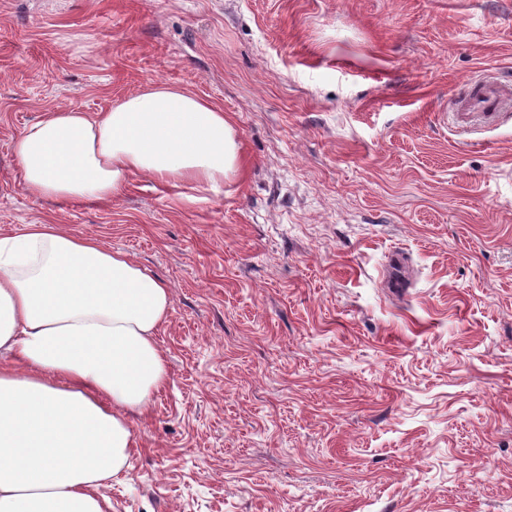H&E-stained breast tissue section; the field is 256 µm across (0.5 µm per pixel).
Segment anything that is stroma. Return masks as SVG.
<instances>
[{
    "instance_id": "1",
    "label": "stroma",
    "mask_w": 512,
    "mask_h": 512,
    "mask_svg": "<svg viewBox=\"0 0 512 512\" xmlns=\"http://www.w3.org/2000/svg\"><path fill=\"white\" fill-rule=\"evenodd\" d=\"M512 0H0V233L51 223L165 281L168 380L112 512H512ZM153 82L223 109L217 187L37 201L12 142ZM512 108V89L494 76L467 81L453 107L456 124L467 128L476 123L492 125L501 112Z\"/></svg>"
}]
</instances>
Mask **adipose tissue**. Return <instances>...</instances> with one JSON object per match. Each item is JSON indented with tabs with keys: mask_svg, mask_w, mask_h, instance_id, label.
<instances>
[{
	"mask_svg": "<svg viewBox=\"0 0 512 512\" xmlns=\"http://www.w3.org/2000/svg\"><path fill=\"white\" fill-rule=\"evenodd\" d=\"M12 150L32 198L104 200L129 175L223 183L242 168L222 109L155 83L107 110L44 115ZM169 286L126 253L56 224L0 235V512H105L104 480L130 467L128 414L167 378L156 333Z\"/></svg>",
	"mask_w": 512,
	"mask_h": 512,
	"instance_id": "1",
	"label": "adipose tissue"
}]
</instances>
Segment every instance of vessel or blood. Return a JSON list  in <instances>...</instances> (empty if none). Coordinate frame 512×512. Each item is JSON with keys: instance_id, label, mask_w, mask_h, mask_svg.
<instances>
[{"instance_id": "1", "label": "vessel or blood", "mask_w": 512, "mask_h": 512, "mask_svg": "<svg viewBox=\"0 0 512 512\" xmlns=\"http://www.w3.org/2000/svg\"><path fill=\"white\" fill-rule=\"evenodd\" d=\"M512 109V86L493 76L467 81L453 107L456 124L467 128L493 124L501 112Z\"/></svg>"}]
</instances>
